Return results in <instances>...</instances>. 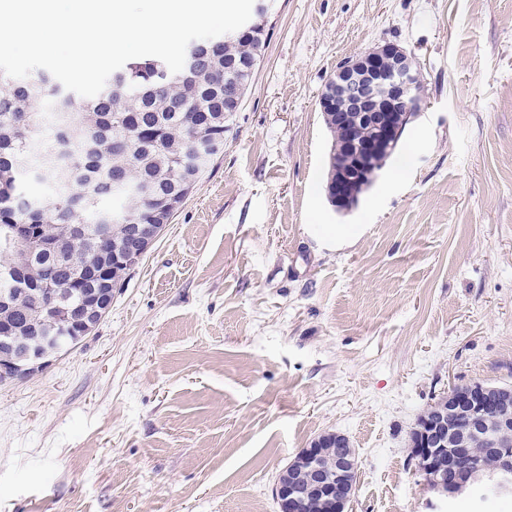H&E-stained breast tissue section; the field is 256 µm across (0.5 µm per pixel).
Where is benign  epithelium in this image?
<instances>
[{"label": "benign epithelium", "mask_w": 512, "mask_h": 512, "mask_svg": "<svg viewBox=\"0 0 512 512\" xmlns=\"http://www.w3.org/2000/svg\"><path fill=\"white\" fill-rule=\"evenodd\" d=\"M414 68L408 52L396 43H385L340 62L328 79L330 88L319 98L320 108L336 106V142L332 148L326 192L338 212L351 211L358 191L378 178L385 161L395 150L401 129L393 128L394 108L406 106L402 125L421 111L426 96L412 81ZM162 230L150 235L137 224L128 225L129 244L112 255V262L132 268L144 257ZM11 254L0 256V278L18 279L24 270ZM38 311L52 315L62 291L48 279L30 292ZM112 288H89L64 319L31 336H0V374L15 379L28 378L46 367L53 357L77 344L79 329L85 335L109 312ZM412 432L418 435L410 449V461L424 481L441 492L445 500L463 492L473 495L476 487L462 481L464 474L483 467L474 455L472 442L482 438L494 458L488 489L512 494V387L492 401L474 393L465 394L448 386L419 416ZM358 458L333 455L325 445L311 443L282 471L273 494L278 512H303L307 499L319 498L324 512H345L354 498Z\"/></svg>", "instance_id": "benign-epithelium-1"}]
</instances>
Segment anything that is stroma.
Here are the masks:
<instances>
[{
  "mask_svg": "<svg viewBox=\"0 0 512 512\" xmlns=\"http://www.w3.org/2000/svg\"><path fill=\"white\" fill-rule=\"evenodd\" d=\"M385 42L427 102L340 214L318 97ZM473 381L512 384V0H273L223 151L109 313L0 382V512H276L328 432L359 456L349 512H439L409 434Z\"/></svg>",
  "mask_w": 512,
  "mask_h": 512,
  "instance_id": "stroma-1",
  "label": "stroma"
}]
</instances>
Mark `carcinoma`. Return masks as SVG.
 I'll return each instance as SVG.
<instances>
[{
  "instance_id": "carcinoma-1",
  "label": "carcinoma",
  "mask_w": 512,
  "mask_h": 512,
  "mask_svg": "<svg viewBox=\"0 0 512 512\" xmlns=\"http://www.w3.org/2000/svg\"><path fill=\"white\" fill-rule=\"evenodd\" d=\"M262 48L240 28L188 45L176 74L156 57L131 60L92 98L42 70L23 79L0 73V254L18 255L33 283L52 269L57 287L69 291L84 287L97 266L101 214L117 224L169 223L167 204L183 202L224 148L235 116L224 111V90L246 94L253 71L240 62ZM31 176L49 189L28 192ZM144 185L153 187L147 198L139 193ZM14 224L61 240L60 251L30 253L12 235ZM14 319L44 324L29 300Z\"/></svg>"
}]
</instances>
